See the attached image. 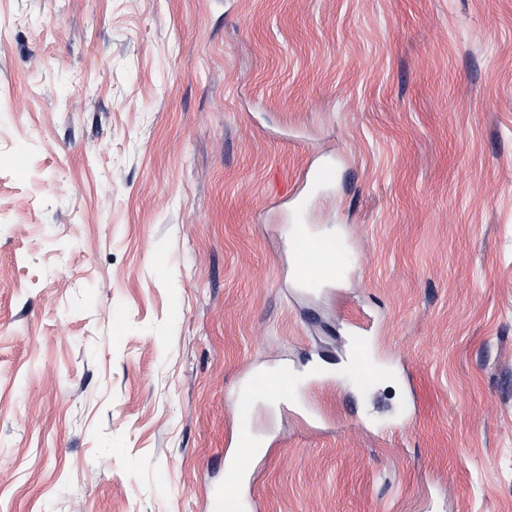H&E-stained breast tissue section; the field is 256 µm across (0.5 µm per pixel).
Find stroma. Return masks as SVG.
<instances>
[{"label":"stroma","instance_id":"obj_1","mask_svg":"<svg viewBox=\"0 0 512 512\" xmlns=\"http://www.w3.org/2000/svg\"><path fill=\"white\" fill-rule=\"evenodd\" d=\"M283 365L257 512H512V0H0V512H203ZM298 238L296 254L300 272L305 279L336 276V244L329 239L315 238L303 230L294 236ZM288 375V367L282 368L275 376L255 375L250 381L251 391L247 398H242L237 408V425L239 429L238 446L239 448H250L253 442L249 438V429L251 427V396L253 394H268L279 392L284 396L288 395V387L291 383Z\"/></svg>","mask_w":512,"mask_h":512}]
</instances>
